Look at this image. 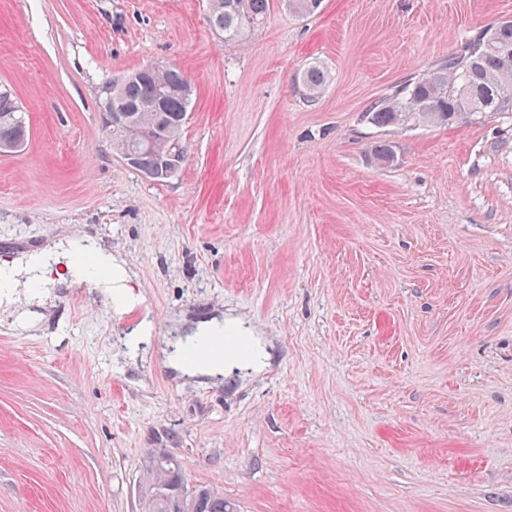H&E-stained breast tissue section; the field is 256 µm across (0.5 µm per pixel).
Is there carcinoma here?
<instances>
[{
  "instance_id": "cac0c4a2",
  "label": "carcinoma",
  "mask_w": 512,
  "mask_h": 512,
  "mask_svg": "<svg viewBox=\"0 0 512 512\" xmlns=\"http://www.w3.org/2000/svg\"><path fill=\"white\" fill-rule=\"evenodd\" d=\"M322 0H286L295 16L315 13ZM270 11V0H215L210 26L233 44L245 32L261 26ZM328 75L311 65L300 76L302 92L318 97ZM119 96L129 115L125 129L112 133L113 148L121 155L142 147L148 140L155 150L145 152L140 164H155L158 150L176 144L186 154L182 140L183 115L192 96L190 80L174 67L145 66L127 74ZM482 112H512V22L493 24L470 39L465 53L450 55L423 73L405 80L392 96L365 112L375 127L401 126L409 121L450 125ZM29 128L12 91L0 86V152H10L28 140ZM148 512H234L224 494L207 485L187 493L177 460L154 453L141 486Z\"/></svg>"
}]
</instances>
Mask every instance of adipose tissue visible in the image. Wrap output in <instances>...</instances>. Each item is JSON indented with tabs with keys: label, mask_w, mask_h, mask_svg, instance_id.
<instances>
[{
	"label": "adipose tissue",
	"mask_w": 512,
	"mask_h": 512,
	"mask_svg": "<svg viewBox=\"0 0 512 512\" xmlns=\"http://www.w3.org/2000/svg\"><path fill=\"white\" fill-rule=\"evenodd\" d=\"M94 257L103 274L86 277L70 261L73 251ZM11 284L0 289V308L11 311L27 323H34L48 306L56 288L88 282L94 298L116 309L136 303L129 291L132 274L119 254L103 247L94 237L74 231L56 241L17 248L10 262L0 266Z\"/></svg>",
	"instance_id": "obj_1"
}]
</instances>
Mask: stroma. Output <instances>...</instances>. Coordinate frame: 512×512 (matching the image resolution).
Masks as SVG:
<instances>
[{
	"label": "stroma",
	"instance_id": "obj_1",
	"mask_svg": "<svg viewBox=\"0 0 512 512\" xmlns=\"http://www.w3.org/2000/svg\"><path fill=\"white\" fill-rule=\"evenodd\" d=\"M207 0H0V85L25 112L0 154V244L81 228L144 303L58 288L0 318V512H144L152 451L236 512H512V114L377 128L364 114L512 0H271L239 43ZM328 81L307 100L298 75ZM174 66L193 86L178 173L112 147L108 80ZM395 160L373 161L374 142ZM245 318L259 373L184 378L175 326ZM152 352L121 339L143 314Z\"/></svg>",
	"mask_w": 512,
	"mask_h": 512
}]
</instances>
